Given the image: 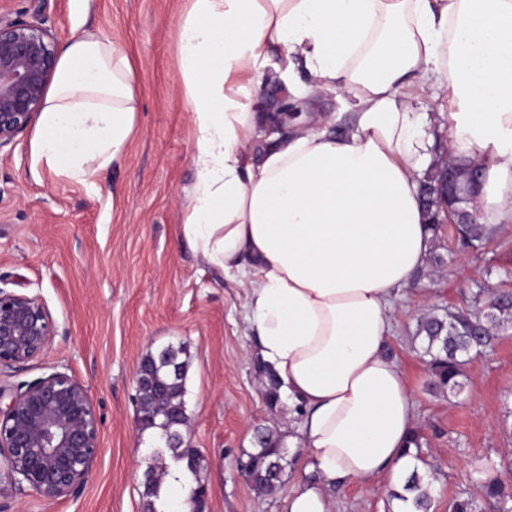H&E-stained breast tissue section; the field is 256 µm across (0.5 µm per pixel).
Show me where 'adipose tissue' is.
Masks as SVG:
<instances>
[{
    "instance_id": "obj_1",
    "label": "adipose tissue",
    "mask_w": 512,
    "mask_h": 512,
    "mask_svg": "<svg viewBox=\"0 0 512 512\" xmlns=\"http://www.w3.org/2000/svg\"><path fill=\"white\" fill-rule=\"evenodd\" d=\"M179 34L197 174L184 235L243 288L258 356L302 408L283 435L301 451L284 512H333L330 489L348 482L402 487L416 414L386 355L390 311L432 249L419 184L438 160L482 165L471 211L512 223V0H192ZM266 82L346 97L347 120L304 113L269 132ZM424 96L447 104L441 157L413 107ZM138 106L125 49L80 32L32 171L86 184L123 159Z\"/></svg>"
}]
</instances>
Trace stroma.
<instances>
[{
  "instance_id": "1",
  "label": "stroma",
  "mask_w": 512,
  "mask_h": 512,
  "mask_svg": "<svg viewBox=\"0 0 512 512\" xmlns=\"http://www.w3.org/2000/svg\"><path fill=\"white\" fill-rule=\"evenodd\" d=\"M190 7L191 0H47L43 19L58 48L84 29L125 46L140 105L126 155L87 186L31 171L33 129L0 149V287L40 296L57 327L46 355L0 384L68 373L100 415L101 446L77 496L46 502L17 491L0 495V512H143L151 441L137 424L135 372L147 353L170 345L190 355L182 435L204 458L205 512H283L296 484L290 466L274 493L261 494L241 470L255 428H282L287 413L262 398L243 289L183 234L196 180L178 56L179 22ZM434 249L446 264L423 271L396 303L389 352L412 392L434 512H448L476 464L512 461V329L466 364L465 387L453 395L427 389L416 325L428 312L477 314L491 294L512 291V224L474 249L460 248L446 229ZM389 488L385 479L333 488L335 512H392Z\"/></svg>"
}]
</instances>
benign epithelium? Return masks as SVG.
Segmentation results:
<instances>
[{"instance_id":"1","label":"benign epithelium","mask_w":512,"mask_h":512,"mask_svg":"<svg viewBox=\"0 0 512 512\" xmlns=\"http://www.w3.org/2000/svg\"><path fill=\"white\" fill-rule=\"evenodd\" d=\"M0 0V149L40 112L56 72V37L39 12L29 19ZM483 172L467 190L453 183L440 189L448 201L478 192ZM55 321L37 295L0 287V374L47 350ZM98 415L88 390L65 372L50 374L6 392L0 386V491L31 489L52 502L75 495L99 456Z\"/></svg>"}]
</instances>
